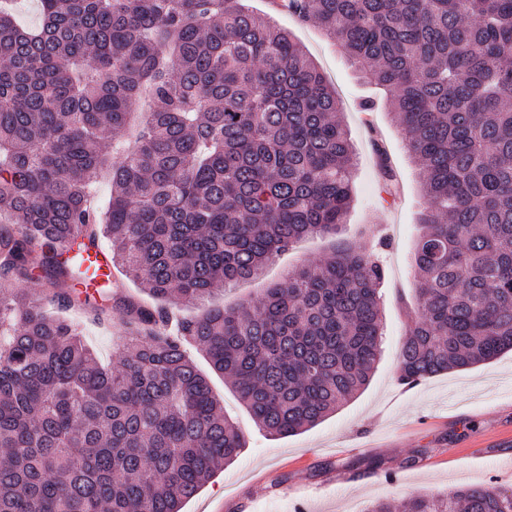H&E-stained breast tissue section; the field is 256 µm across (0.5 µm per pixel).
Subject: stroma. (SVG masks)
Wrapping results in <instances>:
<instances>
[{"mask_svg": "<svg viewBox=\"0 0 512 512\" xmlns=\"http://www.w3.org/2000/svg\"><path fill=\"white\" fill-rule=\"evenodd\" d=\"M288 29L323 70L343 102L344 122L358 155L354 202L338 237L308 238L267 266L262 279L225 289L231 305L259 295L266 284L309 261L330 256L337 243L383 241L385 280L382 355L368 387L335 414L299 434L271 437L260 430L235 391L211 372L193 346L185 352L208 372L224 413L244 433L245 450L224 465L183 512H365L370 502L400 505L421 493L491 484L512 490V354L469 370L448 371L409 389L397 381L399 343L416 308L411 255L422 210L416 166L377 90L319 27L299 22L277 0H249ZM375 100L373 111L361 109ZM385 150L399 183L384 200L378 150ZM102 362L112 360L119 319L97 323L72 310Z\"/></svg>", "mask_w": 512, "mask_h": 512, "instance_id": "35a3bbf8", "label": "stroma"}]
</instances>
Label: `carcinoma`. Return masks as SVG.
I'll list each match as a JSON object with an SVG mask.
<instances>
[{
	"label": "carcinoma",
	"mask_w": 512,
	"mask_h": 512,
	"mask_svg": "<svg viewBox=\"0 0 512 512\" xmlns=\"http://www.w3.org/2000/svg\"><path fill=\"white\" fill-rule=\"evenodd\" d=\"M0 0V512H181L245 448L192 342L268 434L313 427L380 360L385 272L340 246L263 296L209 303L296 241L336 235L356 154L290 32L245 0ZM386 94L424 207L413 386L512 350V0H285ZM106 178L111 192L98 200ZM100 239L149 301L81 295ZM44 281L59 313L15 284ZM200 305L175 331L168 308ZM128 326L104 367L65 316ZM403 512H512L469 485Z\"/></svg>",
	"instance_id": "obj_1"
}]
</instances>
